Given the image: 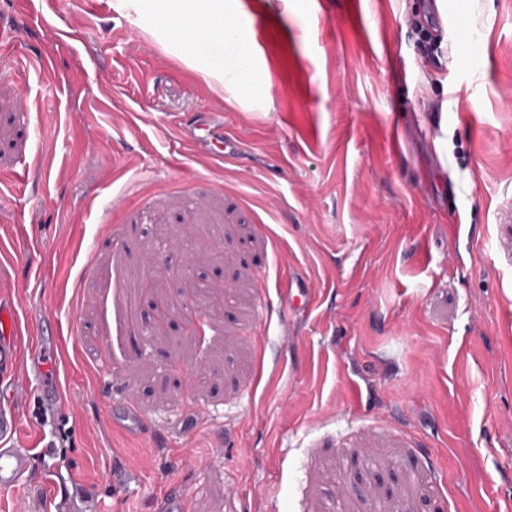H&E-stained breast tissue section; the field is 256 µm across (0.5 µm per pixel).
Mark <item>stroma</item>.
I'll return each instance as SVG.
<instances>
[{
  "instance_id": "stroma-1",
  "label": "stroma",
  "mask_w": 512,
  "mask_h": 512,
  "mask_svg": "<svg viewBox=\"0 0 512 512\" xmlns=\"http://www.w3.org/2000/svg\"><path fill=\"white\" fill-rule=\"evenodd\" d=\"M13 2L0 300L60 391L0 376L38 452L0 512H512V0H224L260 19L245 93L146 0ZM444 13L424 60L408 21ZM207 123L233 159L189 148ZM188 274L226 289L186 311Z\"/></svg>"
}]
</instances>
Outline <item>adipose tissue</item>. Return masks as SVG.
Listing matches in <instances>:
<instances>
[{"instance_id":"adipose-tissue-1","label":"adipose tissue","mask_w":512,"mask_h":512,"mask_svg":"<svg viewBox=\"0 0 512 512\" xmlns=\"http://www.w3.org/2000/svg\"><path fill=\"white\" fill-rule=\"evenodd\" d=\"M156 28L174 30L176 36L213 32L234 38L237 29L224 10V0H155Z\"/></svg>"}]
</instances>
